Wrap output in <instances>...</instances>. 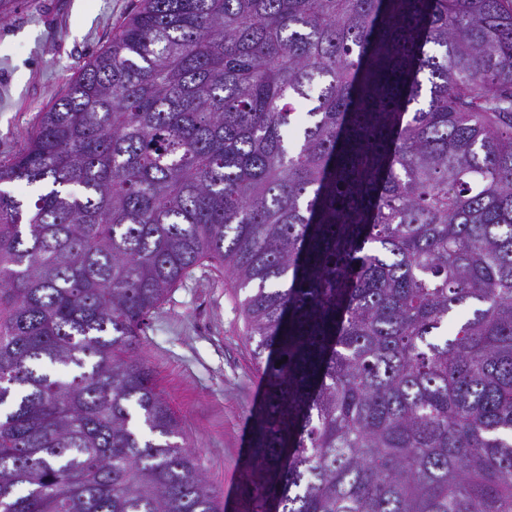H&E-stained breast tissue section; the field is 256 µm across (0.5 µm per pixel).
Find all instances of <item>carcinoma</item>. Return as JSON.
<instances>
[{
  "label": "carcinoma",
  "instance_id": "1",
  "mask_svg": "<svg viewBox=\"0 0 512 512\" xmlns=\"http://www.w3.org/2000/svg\"><path fill=\"white\" fill-rule=\"evenodd\" d=\"M15 181L0 512H221L134 355L203 266L264 358L248 512H512V0H139Z\"/></svg>",
  "mask_w": 512,
  "mask_h": 512
}]
</instances>
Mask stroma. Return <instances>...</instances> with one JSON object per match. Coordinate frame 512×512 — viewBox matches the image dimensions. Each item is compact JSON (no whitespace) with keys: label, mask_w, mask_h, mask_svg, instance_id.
<instances>
[{"label":"stroma","mask_w":512,"mask_h":512,"mask_svg":"<svg viewBox=\"0 0 512 512\" xmlns=\"http://www.w3.org/2000/svg\"><path fill=\"white\" fill-rule=\"evenodd\" d=\"M138 0H14L0 18V162L25 146L40 112L68 92L80 68L111 40ZM223 272L207 267L167 294L138 338L224 512L247 504L250 413L264 386L256 342Z\"/></svg>","instance_id":"stroma-1"}]
</instances>
